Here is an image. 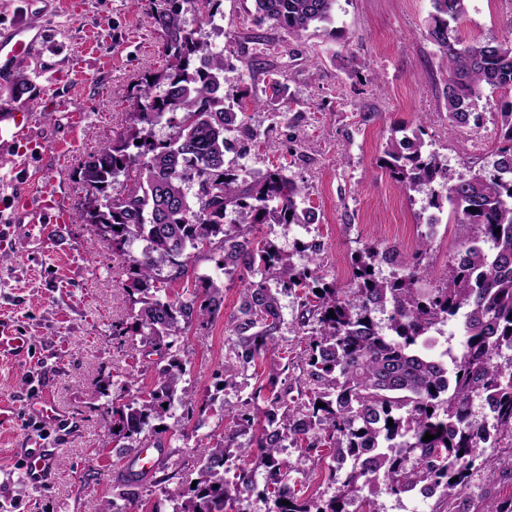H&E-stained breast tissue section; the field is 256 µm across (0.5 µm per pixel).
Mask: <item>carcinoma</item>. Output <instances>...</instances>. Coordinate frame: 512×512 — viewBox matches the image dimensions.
<instances>
[{
  "mask_svg": "<svg viewBox=\"0 0 512 512\" xmlns=\"http://www.w3.org/2000/svg\"><path fill=\"white\" fill-rule=\"evenodd\" d=\"M253 2L258 23L294 35L331 23L336 6V0ZM431 2L427 35L447 65L448 120L468 125L482 93L500 92L506 97L502 138L509 143L499 150L493 172L479 169L454 180L420 137L387 142L383 161L391 178L407 193L429 189L431 207L449 204L456 223L471 229L434 288L422 287L433 272L419 262L401 266L389 279L378 277L376 265L395 256L375 245L351 256L352 280L341 288L319 274L321 244L295 243L306 258L299 266L292 254L259 235L263 224H312L315 211L305 206L304 190L288 165L250 181L225 161L226 133L261 142L249 116L260 101L241 96L225 105L224 51L200 41L181 19L188 4L201 23L212 25L222 14V0H160L152 14L165 37V68L139 85L126 131L83 164L82 180L95 199L75 216L105 228L102 238L125 256L133 327L166 361L151 388L138 387L132 378L127 395L106 406L112 438L132 455L150 439L161 441L176 408L183 423L206 409L204 402L197 407L188 401L181 383L189 360L174 344L213 325L224 290L208 275L190 274L188 255L219 251L217 266L224 272L241 269L253 277L229 318L223 384L238 369L266 361L284 324L282 296L295 295L294 327L308 336L285 363L269 362L272 389L256 387L233 415L232 438L249 436L236 452L257 457L263 489L257 490L254 470L245 466L227 477L231 454L220 437L201 455L193 488L173 482L177 474L155 469L151 486L174 503L173 512H247L241 493L254 491L267 512H345L347 497L380 477L391 495L428 487L455 512L476 450L488 440H512V38L468 42L455 27L467 0ZM163 121L174 133L158 140L154 127ZM136 242L144 243L137 254ZM176 281L183 293L162 294L163 284ZM378 312L387 314L383 326ZM454 319L462 320L465 332L461 352H428L431 333ZM290 371L295 386L273 390ZM476 398L487 409L482 419L473 410ZM427 433L435 439L423 441ZM326 445L332 453L327 478L341 485L342 494L318 502L288 485L281 454L290 446L309 459L321 456ZM144 481L124 474L103 512H133Z\"/></svg>",
  "mask_w": 512,
  "mask_h": 512,
  "instance_id": "1",
  "label": "carcinoma"
}]
</instances>
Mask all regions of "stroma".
Returning a JSON list of instances; mask_svg holds the SVG:
<instances>
[{"label":"stroma","instance_id":"obj_1","mask_svg":"<svg viewBox=\"0 0 512 512\" xmlns=\"http://www.w3.org/2000/svg\"><path fill=\"white\" fill-rule=\"evenodd\" d=\"M466 7L462 38L499 40L512 31V0H467ZM155 8L154 0H0V23L44 29L40 51L22 63L32 84L48 90L34 106L35 150L22 157L0 152V179L8 181L0 201L22 191L37 204L55 200L71 216L88 205L82 165L126 130L138 83L165 63ZM221 9L213 26H199L188 8L182 17L223 50L225 95L262 97L272 71L286 86L284 98L251 113L264 142L246 151L229 139L226 158L255 177L287 159L316 212L311 229L265 224L262 235L288 250L312 233L324 248L322 275L341 286L350 280L352 253L363 246L395 248L399 261L410 262L432 210L426 194L405 195L381 167L386 142L419 132L455 177L492 170L503 145L499 94H483L468 126L448 119L446 66L426 36L431 0H337L331 23L298 36L255 25L252 0H223ZM248 60L253 68H245ZM56 209H45L37 222L26 216L5 224L8 242L0 247V325L28 345L20 353L0 348V404L13 414L0 424V512H100L127 463L105 407L128 377L144 388L155 378L156 357L137 330L123 342L112 339L113 325L128 323L131 314L123 261L111 243H99L95 226L55 222ZM441 217L424 259L437 275L467 236L450 209ZM190 265L223 283L224 305L208 335L184 339L192 352L187 386L208 407L163 437V462L187 481L197 476L203 445L231 433L240 402L268 380L250 369L221 384L226 323L243 282L206 255ZM44 393L64 415L63 427L35 424L31 403ZM33 440L53 455L37 486L18 453ZM475 465L463 512H483L512 494L511 445L478 449ZM326 475V460L312 458L302 470H289L288 480L305 482L309 496L327 500L342 488Z\"/></svg>","mask_w":512,"mask_h":512}]
</instances>
